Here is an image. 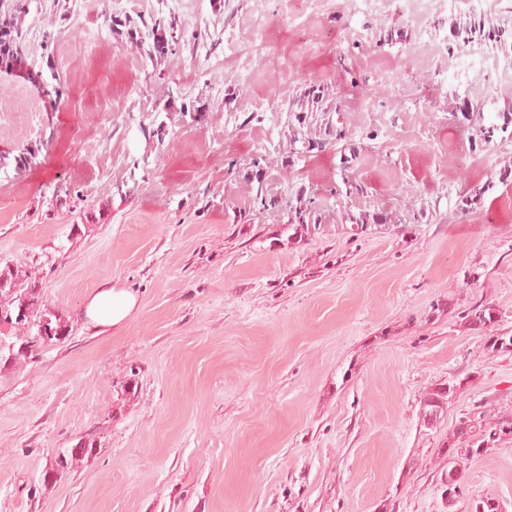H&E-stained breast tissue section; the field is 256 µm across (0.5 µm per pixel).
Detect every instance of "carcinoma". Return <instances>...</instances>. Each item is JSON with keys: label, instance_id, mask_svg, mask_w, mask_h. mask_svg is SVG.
<instances>
[{"label": "carcinoma", "instance_id": "carcinoma-1", "mask_svg": "<svg viewBox=\"0 0 512 512\" xmlns=\"http://www.w3.org/2000/svg\"><path fill=\"white\" fill-rule=\"evenodd\" d=\"M26 12V4L15 5L13 12L0 18V56L21 58L25 55L26 43L22 29L18 25V15ZM450 32L456 39L469 43L474 40L490 42L506 57L512 59V30L494 25L493 21L484 18L470 20L465 23L453 22ZM153 42L145 50L147 57L156 62L164 59L170 46L177 45L183 39L185 29L176 17L165 21L154 22L151 29ZM448 112L454 119H463L470 130L472 149L484 148L494 140L495 133L504 134L502 140H512V108L498 112L485 121L483 109L474 107L469 111L458 103L448 106ZM488 190L485 185H473L461 196L460 210L468 213L481 204L483 195ZM315 215L313 199H299L293 208L291 223L305 224ZM461 323L473 330H485L498 323V310L489 303H475L458 312ZM7 324L12 334L8 339L14 345V358H0V369L17 364L34 357L32 353L22 351L25 345L42 349L46 346L63 342L59 332L69 336L71 332L66 317L49 308L41 307V284L19 270L7 266L0 268V325ZM45 328V334L37 332L39 327ZM457 382L450 380L429 392L423 402V418L434 422L443 409L452 401L456 393ZM83 447H71L58 454L54 472L67 470L73 464L93 455L97 448L95 435L86 434L81 438ZM507 441L512 442V414L501 415L490 419L485 412L474 410L459 420L458 425L448 432L444 440L448 452V482L457 493H462V471L459 462L478 457L489 449Z\"/></svg>", "mask_w": 512, "mask_h": 512}]
</instances>
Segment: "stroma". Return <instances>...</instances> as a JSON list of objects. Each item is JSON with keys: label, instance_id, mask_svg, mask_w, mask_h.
I'll list each match as a JSON object with an SVG mask.
<instances>
[{"label": "stroma", "instance_id": "35a3bbf8", "mask_svg": "<svg viewBox=\"0 0 512 512\" xmlns=\"http://www.w3.org/2000/svg\"><path fill=\"white\" fill-rule=\"evenodd\" d=\"M473 11L512 29L497 0H29L0 69V103L36 106L0 112V267L72 332L0 372V512H512V442L462 463L456 499L443 481L466 413L512 414V353L456 315L493 304L512 335V143L471 150L448 114L512 107L511 59L446 47ZM170 16L186 34L156 66L142 44ZM311 89L341 107L303 126ZM301 196L318 222L289 223ZM105 284L137 303L100 334ZM90 432L96 455L45 478ZM457 382L448 380V384H441L429 392L423 402V418L428 423L439 418L443 409L452 401L456 393Z\"/></svg>", "mask_w": 512, "mask_h": 512}]
</instances>
